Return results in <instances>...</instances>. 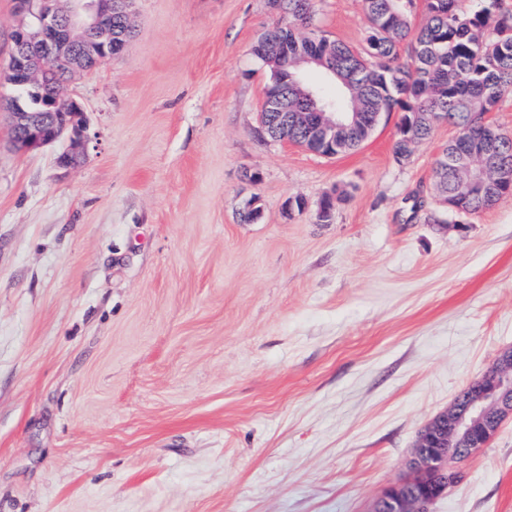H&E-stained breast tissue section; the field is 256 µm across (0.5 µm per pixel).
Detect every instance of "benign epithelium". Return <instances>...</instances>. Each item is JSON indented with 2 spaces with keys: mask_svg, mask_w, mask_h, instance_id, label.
<instances>
[{
  "mask_svg": "<svg viewBox=\"0 0 512 512\" xmlns=\"http://www.w3.org/2000/svg\"><path fill=\"white\" fill-rule=\"evenodd\" d=\"M20 22L6 62L10 85L30 97L0 95L10 117V142L23 152L60 144L57 163L70 167L90 140L83 103L67 87L79 72L112 57V17L131 22L130 0H15ZM355 112L259 113L261 136L289 143L288 126L311 129V153L336 156V130L355 124ZM512 416V349L501 352L463 401L438 412L420 431L406 473L388 484L373 512H431L456 479L459 464L485 447Z\"/></svg>",
  "mask_w": 512,
  "mask_h": 512,
  "instance_id": "1",
  "label": "benign epithelium"
}]
</instances>
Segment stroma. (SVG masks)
Listing matches in <instances>:
<instances>
[{"label": "stroma", "mask_w": 512, "mask_h": 512, "mask_svg": "<svg viewBox=\"0 0 512 512\" xmlns=\"http://www.w3.org/2000/svg\"><path fill=\"white\" fill-rule=\"evenodd\" d=\"M315 9L360 45L363 0ZM273 20L136 0L123 52L70 87L77 167L0 115V512H370L512 347V197L441 206L446 123L401 162L397 112L334 158L261 139ZM433 512H512V419Z\"/></svg>", "instance_id": "stroma-1"}]
</instances>
